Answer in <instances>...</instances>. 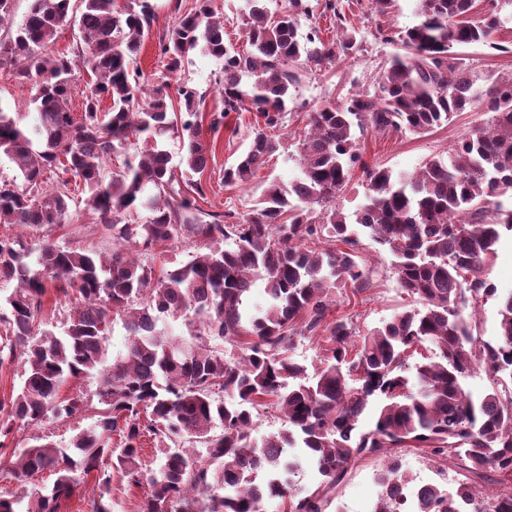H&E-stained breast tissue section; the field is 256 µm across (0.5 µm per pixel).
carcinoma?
<instances>
[{
  "mask_svg": "<svg viewBox=\"0 0 512 512\" xmlns=\"http://www.w3.org/2000/svg\"><path fill=\"white\" fill-rule=\"evenodd\" d=\"M70 2L32 0L14 36L0 44V62L36 89L30 129L0 106V155L21 177L0 184V224L58 226L81 206L100 217L112 255L44 243L34 256L21 241L0 238V283L14 284L5 297L9 315L0 316V364L15 361L22 370L19 391L0 401V437L35 430L3 468L20 482L45 470L55 475L49 487L0 496V512H61L94 471L92 512H112L105 459L127 485L148 487L138 512H325L348 470L375 457L382 496L374 512H460L463 503L471 512H512V384L501 378L512 379V293L501 299L490 338L478 332L475 311L465 312L469 302L498 298L488 267L502 234H512V76L485 89L453 52L471 44L506 50L496 33L512 0H485L478 14L476 0H418V22L384 35L402 52L377 90L308 113L297 140L300 176L271 183L237 219L202 216L181 186L206 170L212 153L199 132L197 90L181 85L177 112L163 88L145 91L134 70L155 17L152 0H79L77 14ZM248 5L247 54L226 46L224 21L209 0H197L158 42L171 72L197 52L224 62L223 109L211 114V129L232 112H256L247 149L224 169L226 186L249 181L277 151L273 132L284 126L304 67L350 58L357 46L354 30L324 41L312 27L300 38L301 18L313 13L303 0ZM66 23L77 26L85 46L76 61L49 51ZM79 62L91 86L77 120L69 100ZM105 97L111 105L104 112ZM477 104L490 120L467 131L447 158L399 176L363 161L368 131L424 134ZM175 134L182 144L176 165L166 148ZM119 155L122 167L108 170ZM358 169L367 193L355 223L395 258L399 287L420 304L360 337L351 319H328L336 292L363 293L376 276L335 206ZM47 172L63 178L35 193ZM67 174L82 181L83 199L71 195ZM142 211L150 219L140 224ZM183 243L196 248L184 265L158 271L145 260L157 247ZM259 285L267 303L252 309L246 301ZM50 288L72 303L60 335L42 327ZM164 316L183 319L186 334L159 329ZM117 319L127 349L113 357L108 341ZM297 336L324 340L311 381L288 355ZM217 340L230 351L217 349ZM424 343L433 355L415 363L411 378L406 354ZM476 368L492 382L480 396L461 383ZM91 373L100 379L94 397L61 396ZM268 409L286 428L258 443L255 419ZM84 413L93 424L66 449L43 433ZM147 436L161 458L156 470L142 463ZM288 448L304 449L316 472L311 486L289 478ZM404 448L430 457L445 476L448 463L461 460L474 480L451 494L430 483L405 503L397 489L414 479L401 471Z\"/></svg>",
  "mask_w": 512,
  "mask_h": 512,
  "instance_id": "cac0c4a2",
  "label": "carcinoma"
}]
</instances>
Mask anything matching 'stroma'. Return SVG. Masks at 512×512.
<instances>
[{"label": "stroma", "instance_id": "obj_1", "mask_svg": "<svg viewBox=\"0 0 512 512\" xmlns=\"http://www.w3.org/2000/svg\"><path fill=\"white\" fill-rule=\"evenodd\" d=\"M156 18L149 36L143 43L135 68L146 88L165 85L171 100H178L181 84L195 87L205 99V116L199 130L213 152L207 169L201 176L204 199L198 200L205 212H235L245 214L264 196L270 183H290L299 174L296 140L306 124V114L330 101L340 100L349 91L374 89L378 78L391 58L399 53L398 44L383 40L385 30L400 31L417 20L416 0H392L385 12H375L370 0H342L350 26L359 30L362 43L353 58L320 70L305 71L294 93L293 112L279 132L281 147L242 186H225L224 169L233 164L248 145L246 127L255 119L254 113H230L228 129L211 131L208 113L223 107L217 82L222 76V62L208 56L194 55L185 60L181 71L166 72L158 54L159 37L176 23L180 11L194 7L196 0H154ZM502 24L497 39L504 46L495 51L475 44L459 47L472 70L490 84L500 76L512 73V8L501 11ZM35 90L31 82L19 79L10 64H0V106L20 113L24 122H32L31 98ZM486 112L475 109L453 118L448 125L423 135L396 132L368 133L363 143V158L371 164L382 165L394 173L411 172L434 157H447L449 148L470 127L483 123ZM239 127L237 136L229 128ZM1 238H23L31 247L49 242L78 250L111 252L112 240L106 236L96 215L84 210L74 211L69 222L52 229L34 231L12 224L0 226ZM362 257L376 272L372 288L358 295L337 296L332 317L352 318L360 332L366 333L382 325L396 312L411 308L413 300L398 286L393 257L384 247L365 241ZM376 459L367 458L352 466L326 512H373L380 496L375 482Z\"/></svg>", "mask_w": 512, "mask_h": 512}]
</instances>
